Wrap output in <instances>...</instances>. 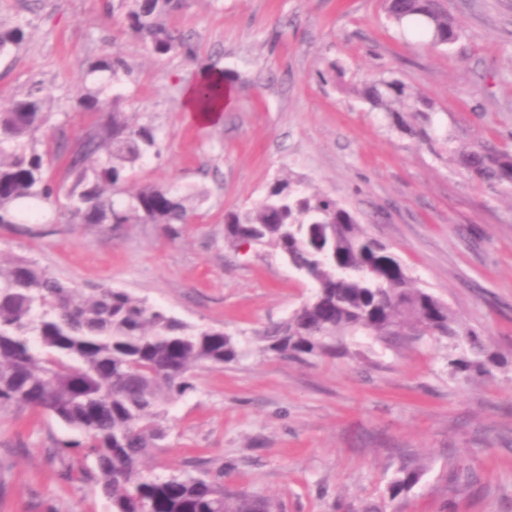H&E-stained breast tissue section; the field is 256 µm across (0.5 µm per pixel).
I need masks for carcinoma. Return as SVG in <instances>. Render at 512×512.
I'll return each instance as SVG.
<instances>
[{
  "label": "carcinoma",
  "instance_id": "carcinoma-1",
  "mask_svg": "<svg viewBox=\"0 0 512 512\" xmlns=\"http://www.w3.org/2000/svg\"><path fill=\"white\" fill-rule=\"evenodd\" d=\"M180 0H119L127 31L157 56L193 53V46L163 17ZM397 25L413 23L436 46H451L462 29L448 0H386ZM23 29L0 31V55L19 44ZM125 70L119 58L91 62L93 82L77 107L95 116L70 152L66 177L55 182L58 159L36 134L51 120L45 100L28 95L0 109V225L38 224L39 203L55 199L74 224H159L167 231L192 213L189 195L163 184L126 189L136 167L158 153V130L120 108L111 92ZM392 124L404 113L428 117L432 102L397 78L358 91ZM409 128V127H407ZM415 136L426 129L411 127ZM459 166L489 186L512 183V155L481 148L461 152ZM224 241L280 252L314 285L312 297L287 319L265 327V350L306 362L348 352L347 337L369 336L383 346L448 339L450 360L469 377L488 375L494 358L480 334L463 331L441 299L413 284L400 258L370 236L333 198L288 178L276 179L256 205L224 215ZM248 355L239 340L217 329H194L161 308L107 285L69 286L36 263L19 259L0 268V409L47 412L80 430L82 456L94 461L98 491L112 512H281L274 500L231 490L212 477L147 478L142 464L165 437L164 402L194 390L192 369L223 366ZM422 478L415 461L399 462L389 498L349 507L351 512H397L393 502Z\"/></svg>",
  "mask_w": 512,
  "mask_h": 512
}]
</instances>
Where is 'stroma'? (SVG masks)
<instances>
[{"instance_id": "1", "label": "stroma", "mask_w": 512, "mask_h": 512, "mask_svg": "<svg viewBox=\"0 0 512 512\" xmlns=\"http://www.w3.org/2000/svg\"><path fill=\"white\" fill-rule=\"evenodd\" d=\"M115 0H0V27L25 37L0 56V108L49 99L40 137L53 171L89 123L78 111L88 65L121 58L122 109L157 126L158 154L130 183L203 190L192 221L69 224L59 215L0 226V265L25 258L78 287L108 284L199 327L224 330L249 356L196 366L194 389L170 404L167 435L146 476L223 475L283 512H338L386 494L401 458L425 468L399 512H512V186L490 188L456 163L474 147L512 154V0H448L463 30L435 47L387 18L382 0H185L168 24L193 56L150 54L113 16ZM219 70L233 102L214 124L188 119L183 88ZM395 76L434 105L423 141L357 94ZM304 181L389 245L418 287L479 331L489 377L463 381L446 343L385 348L360 336L349 353L309 363L265 351L311 285L284 257L224 242L226 212L251 206L271 181ZM80 435L28 409L0 411V512H111ZM465 467L471 484L449 475Z\"/></svg>"}]
</instances>
